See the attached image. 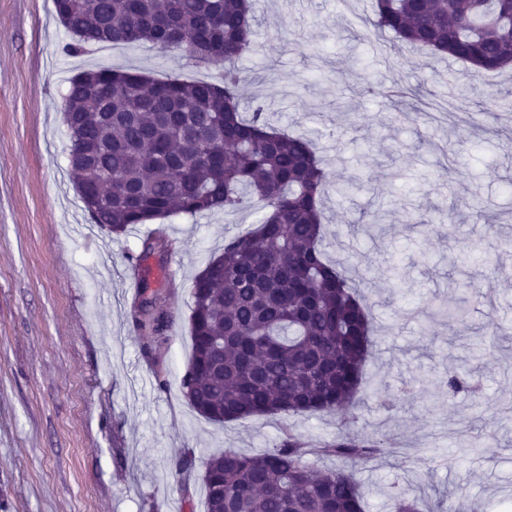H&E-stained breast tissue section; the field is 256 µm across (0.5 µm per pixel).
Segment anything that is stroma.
Masks as SVG:
<instances>
[{"mask_svg":"<svg viewBox=\"0 0 512 512\" xmlns=\"http://www.w3.org/2000/svg\"><path fill=\"white\" fill-rule=\"evenodd\" d=\"M253 48L237 66L241 104L310 136L331 179H356L324 205L325 251L372 317L358 402L317 413L214 424L181 380L191 353L193 276L261 213L178 215L115 239L93 224L70 178L64 97L92 66L156 79H211L176 51L86 46L53 0H0V512H204L197 476L177 463L227 448L257 454L292 432L312 443L343 428L390 437L357 467L368 512L403 491L419 512H496L512 496V72L461 63L370 27L371 0H254ZM416 87L428 107L405 121L388 95ZM413 203L421 224L390 208ZM469 201L471 209L452 214ZM162 252L141 257L148 234ZM405 280H395L394 268ZM149 280L171 325L148 343L134 320ZM493 280L464 321L440 307L449 281ZM496 332H487V323ZM466 388L449 394L448 375Z\"/></svg>","mask_w":512,"mask_h":512,"instance_id":"1","label":"stroma"}]
</instances>
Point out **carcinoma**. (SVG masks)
<instances>
[{
    "label": "carcinoma",
    "mask_w": 512,
    "mask_h": 512,
    "mask_svg": "<svg viewBox=\"0 0 512 512\" xmlns=\"http://www.w3.org/2000/svg\"><path fill=\"white\" fill-rule=\"evenodd\" d=\"M74 37L176 49L220 79L156 80L107 67L75 76L65 103L71 166L90 220L119 238L174 214L236 212L255 201L261 221L224 239L192 281L191 355L182 379L190 407L224 424L253 416L343 414L357 399L372 321L339 262L324 257L322 202L330 177L311 140L274 126L267 105L240 112L235 61L251 47L253 0H54ZM372 27L469 73L512 65V0H374ZM112 180V197L82 187ZM143 281L135 321L158 339L169 328ZM384 442L339 435L312 446L288 434L258 455L228 449L203 461L205 512H365L351 464Z\"/></svg>",
    "instance_id": "obj_1"
}]
</instances>
